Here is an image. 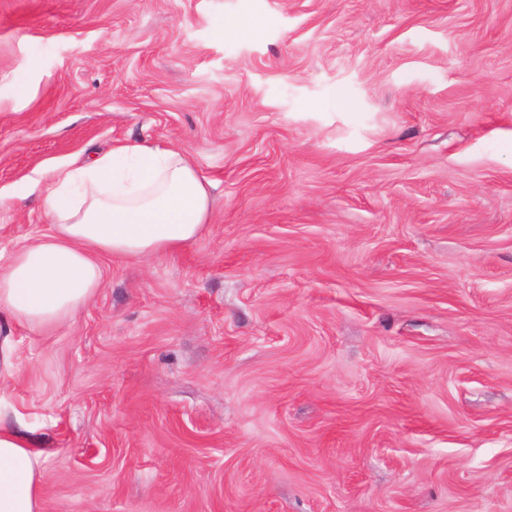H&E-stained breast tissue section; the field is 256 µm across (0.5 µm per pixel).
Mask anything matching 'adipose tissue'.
<instances>
[{"label": "adipose tissue", "mask_w": 512, "mask_h": 512, "mask_svg": "<svg viewBox=\"0 0 512 512\" xmlns=\"http://www.w3.org/2000/svg\"><path fill=\"white\" fill-rule=\"evenodd\" d=\"M43 208L53 234L0 264V375L14 367L15 327L73 319L103 285L101 258L144 260L193 243L213 200L187 156L138 143L53 170ZM44 462L17 414L0 406V512H41Z\"/></svg>", "instance_id": "adipose-tissue-1"}]
</instances>
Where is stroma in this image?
<instances>
[{"instance_id": "obj_1", "label": "stroma", "mask_w": 512, "mask_h": 512, "mask_svg": "<svg viewBox=\"0 0 512 512\" xmlns=\"http://www.w3.org/2000/svg\"><path fill=\"white\" fill-rule=\"evenodd\" d=\"M137 141L214 209L15 329L42 512H512V0H0V255Z\"/></svg>"}]
</instances>
